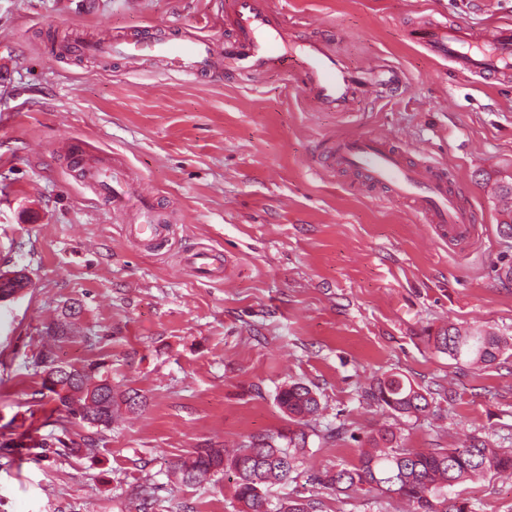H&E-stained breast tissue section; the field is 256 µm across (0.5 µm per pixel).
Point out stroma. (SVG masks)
I'll use <instances>...</instances> for the list:
<instances>
[{
    "mask_svg": "<svg viewBox=\"0 0 512 512\" xmlns=\"http://www.w3.org/2000/svg\"><path fill=\"white\" fill-rule=\"evenodd\" d=\"M220 2L0 0V274L29 281L0 300V512H234L229 482L184 485L171 463L287 428L276 394L292 382L310 386L322 410L274 501L403 512L398 500L339 497L314 480L356 464L365 437L394 423L407 448L477 435L512 450V356L462 367L431 341L451 322L512 339V239L499 231L498 195L512 185V81L475 82L412 38L428 18L470 31L512 22V0H272L286 38L325 37L346 68L380 57L406 74L401 92L346 115L312 111L277 71L211 83L65 49L106 34L220 42L232 32ZM378 127L410 159L453 166L479 228L473 250L449 249L411 207L352 173L312 172L324 139ZM78 153L171 208L164 249L125 236L136 213L115 214L83 181ZM201 246L221 253L223 280L186 263ZM73 306L59 359H105L114 392L146 399L96 434L54 423L31 368L46 327ZM390 374L429 391L430 414L398 421L367 398ZM90 435L95 455L77 453ZM455 491L479 512H512V476Z\"/></svg>",
    "mask_w": 512,
    "mask_h": 512,
    "instance_id": "35a3bbf8",
    "label": "stroma"
}]
</instances>
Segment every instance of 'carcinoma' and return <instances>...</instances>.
Listing matches in <instances>:
<instances>
[{
	"label": "carcinoma",
	"mask_w": 512,
	"mask_h": 512,
	"mask_svg": "<svg viewBox=\"0 0 512 512\" xmlns=\"http://www.w3.org/2000/svg\"><path fill=\"white\" fill-rule=\"evenodd\" d=\"M46 338L52 344L42 345L32 368L34 375L41 377L42 389L56 403L55 411L99 430L110 427L108 412L92 416L80 412L88 400L108 402L115 411L129 400L139 407L143 405V397L135 390L126 391L119 400L111 395L112 371L104 360L80 365L81 382L63 393L46 386L42 376L57 362L54 345L71 339L70 324L61 322L47 328ZM433 345L456 363L470 366L490 365L512 349L511 342L494 332H472L454 324L441 329L433 337ZM368 397L400 417H417L430 407L421 388L395 374L377 380ZM276 401L288 418V433L253 435L232 449L197 448L174 461L172 470L188 485L229 476L233 498L241 512H322L319 499L301 497H288L276 510H268V486L288 480L297 470L307 451L309 434L305 427L321 410L317 394L303 383L284 385ZM488 471L512 475V453L503 452L478 436L471 437L461 448L418 451L400 446L395 432L386 427L367 436L356 465L326 468L315 481L338 495L365 486L369 492L401 499L406 512H474L470 501L448 497V489Z\"/></svg>",
	"instance_id": "obj_1"
}]
</instances>
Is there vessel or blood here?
Masks as SVG:
<instances>
[{"mask_svg":"<svg viewBox=\"0 0 512 512\" xmlns=\"http://www.w3.org/2000/svg\"><path fill=\"white\" fill-rule=\"evenodd\" d=\"M233 34L223 43L202 37H160L151 40L107 36L96 43L76 44L82 53L111 54L128 59L153 57L167 70L199 76L216 72L247 74L264 70L283 72L300 82L310 106L318 112H347L355 100L372 99L400 90L406 83L396 65L374 58L358 72L339 65L330 45L318 39L286 40L262 0H227ZM420 45L434 59L450 62L456 71L472 77H512V24L505 22L485 31L468 32L437 20L420 28ZM319 175L339 170L386 191L417 212L424 223L450 247L470 248L478 235L471 211L451 179V169L421 160L408 163L402 149L386 130L352 132L326 139L315 158ZM109 167H88L84 180L107 192L113 208H124L127 187L108 189ZM127 237L141 249L154 252L167 241L171 227L151 205H143L137 223L126 225ZM186 261L199 275L218 278L223 268L213 250L201 247Z\"/></svg>","mask_w":512,"mask_h":512,"instance_id":"b4317fda","label":"vessel or blood"}]
</instances>
